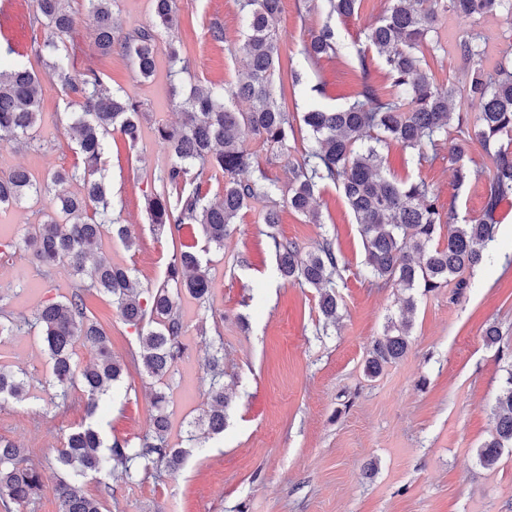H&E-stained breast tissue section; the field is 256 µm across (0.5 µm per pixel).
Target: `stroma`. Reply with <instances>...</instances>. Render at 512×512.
<instances>
[{
	"label": "stroma",
	"mask_w": 512,
	"mask_h": 512,
	"mask_svg": "<svg viewBox=\"0 0 512 512\" xmlns=\"http://www.w3.org/2000/svg\"><path fill=\"white\" fill-rule=\"evenodd\" d=\"M11 3L10 13H0V46H12L15 60L36 71L43 112L32 146L0 142V172L22 167L40 178L80 164L66 131L79 103L62 92L54 71L35 54L32 0ZM71 6L76 25L66 42L76 68L100 72L111 88L141 104L138 144L128 146L119 133L110 134L103 170L121 207L117 217L129 226L134 243L104 239V255L129 268L144 290L162 282L173 253L191 244L203 249L212 280L207 307L188 296L181 301L187 350L165 386L172 400V443L185 440L188 423L208 405L203 365L209 339L200 328L209 314L220 319L224 386L234 400L223 435L209 440L177 474L138 485L113 474L108 512H512V452H504L490 469L477 459L494 427L491 407L507 364L485 343L484 328L496 324L512 344V209L499 208L496 238L485 263L467 274V288L417 295L407 354L378 376H368L370 344L400 322L403 295L365 280L359 226L338 188H322L317 224L283 203L280 222L271 227L261 220L264 201L251 202L220 250L204 249L199 225L173 235L159 232L148 219L147 199L159 188L155 176L169 162L156 129L180 121L170 92L168 42L181 41L192 58L188 84L231 87L244 66L233 51L244 31L237 0H178L181 26L174 35H161L156 74L149 80L123 53L100 56L86 0H71ZM386 7L387 0H364L358 16L335 21L340 54L312 66L304 59V42L326 22L327 10L301 15L295 0H283L281 47L302 76L298 111L348 102L361 83L354 48ZM215 22L224 26L220 45L208 34ZM439 26L456 39L481 29L496 36L501 49L500 35L512 20L502 13L477 22L448 15ZM383 155L394 177L430 183L458 223L481 217L485 178L456 186L448 152L424 165L395 145ZM51 198L45 190L0 208V242L21 237L26 225L49 211ZM325 235L334 238L341 258L335 280L342 307L328 328L316 290L278 277L272 247L277 236L307 252ZM79 282L69 267L49 270L27 255L0 262V308L30 320L45 300L70 296ZM91 306L109 330L115 354L138 349L133 329L108 300L93 299ZM1 364L26 374L31 397L0 402V437L33 457H53L61 435L88 421L83 395L72 393L62 404L47 388L50 364L36 330L0 343ZM130 381L132 390L101 420L106 439L133 441L148 429L152 380L135 373Z\"/></svg>",
	"instance_id": "1"
}]
</instances>
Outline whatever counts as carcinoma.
<instances>
[{"label": "carcinoma", "mask_w": 512, "mask_h": 512, "mask_svg": "<svg viewBox=\"0 0 512 512\" xmlns=\"http://www.w3.org/2000/svg\"><path fill=\"white\" fill-rule=\"evenodd\" d=\"M87 2L96 20L98 51L109 55L119 49L132 58L143 78L153 77L159 36L179 27L177 0H153L155 21L126 33L114 16L113 0ZM325 2L329 16L345 19L357 14L364 0ZM282 4L283 0H240L246 31L234 50L246 63L244 75L228 91L222 86L191 87L179 101L180 126L157 129L170 157L159 176L160 191L148 198L150 220L158 228L167 226L170 233L178 234L184 225L197 224L207 246L221 249L231 224L255 200L269 202L263 223H278V203L272 199L277 185L267 171L259 167L251 179L240 174L255 164L246 134L276 158L295 137L285 88L274 85L275 74L283 70L276 33ZM497 12L512 20V0H388L383 15L367 27L365 46L355 49L365 78L361 90L340 108L314 107L301 116L310 141L293 164L286 203L317 223L316 194L330 184L341 189L360 227L366 275L384 287L407 292L403 300L407 314L415 311L413 291L418 288L427 294L452 281L459 291L467 287L464 274L484 262L485 250L495 239V213L503 201L512 198V51L505 50L488 62L487 38L476 30L454 46L463 63V87L452 80L436 81L432 70L446 52L436 27L440 14L480 18ZM29 24L44 33L37 53L52 59L61 84L82 99V112L69 130L76 136L83 164L84 194L57 192L43 221L28 225L23 238L0 243V258L8 262L18 252H29L47 269L66 263L86 278L71 296L45 301L35 314L34 325L40 329L50 358L49 385L64 400L72 391L81 390L92 416L118 394L132 368L164 383L184 353L181 296L205 304L211 279L197 251L185 246L173 254L165 279L143 291L134 284L128 268L101 252L100 241L106 233L132 245L128 228L115 223L112 197L95 174L107 135L118 131L131 147L140 140L138 103L114 92L93 69L73 71L65 42L74 25L71 0H34ZM168 48L169 78L173 79L189 70L190 60L181 55L175 42H169ZM340 51L336 30L328 22L311 31L304 43L305 58L313 65ZM370 51L382 60L392 80V89L384 97L367 81ZM42 95L34 71L19 63L0 65L1 140L28 145L36 139ZM458 96L466 106L454 113ZM232 99L247 103V110L230 105ZM471 109L476 111L473 119ZM448 142L457 164L454 179L460 187L476 175L463 163L472 146H478L492 163L484 213L467 224H455L453 211L444 209L426 181L389 176L378 150L380 145H397L413 151L421 165L438 159ZM209 171L224 178L222 195L214 203L206 200L203 191L202 176ZM40 190V183L29 172L14 170L0 176V207L18 204ZM90 202L96 204V211L87 222L83 214ZM272 242L280 276L316 289L325 324H336L339 256L333 240L325 238L309 252L275 235ZM92 297L109 299L122 322L137 332L139 348L129 357L112 352L111 337L89 306ZM410 328L411 321L406 319L395 327V333L372 342L366 362L369 375H378L385 365L405 356ZM81 346L93 354L92 363L83 365L77 360ZM209 348L205 363L210 376L209 410L188 424L189 442L197 439L196 429L209 435L223 433L231 405L224 392V336L217 324ZM506 373L492 406L494 431L478 450L479 462L486 468L494 467L504 449L512 448V364ZM26 398V381L0 368V401ZM168 403L166 391L155 392L149 430L136 446L119 438L107 445L92 424L63 435L54 456L57 468L68 473L55 486L59 512H106L107 499L112 497L106 477L116 470L132 483L164 472L178 473L191 449L169 444ZM88 476L99 478V494L90 495L78 485ZM43 488L42 463L27 456L25 449L0 439V506L4 512L32 503Z\"/></svg>", "instance_id": "1"}]
</instances>
